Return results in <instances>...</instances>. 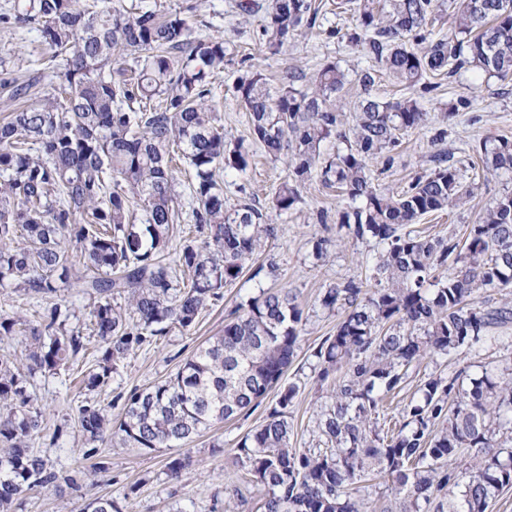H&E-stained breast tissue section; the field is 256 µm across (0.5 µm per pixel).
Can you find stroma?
Here are the masks:
<instances>
[{"label":"stroma","mask_w":512,"mask_h":512,"mask_svg":"<svg viewBox=\"0 0 512 512\" xmlns=\"http://www.w3.org/2000/svg\"><path fill=\"white\" fill-rule=\"evenodd\" d=\"M237 0H124L136 9L177 10L187 18L194 37L224 38L231 51L224 70L213 79L212 104L229 142L249 141L250 115L233 95L236 78L247 70H259L270 85H277L282 71L295 69L311 76L326 62H335L345 73L371 67L348 39L356 27L351 14L322 12L320 26L313 33L296 38L281 53L263 51L260 43L262 14L242 20L235 7ZM44 47L40 34L30 27L0 24V74L34 80L39 94L52 93L56 85L44 70ZM438 88L426 95L423 106L428 113L425 126L406 132L393 153L391 167L382 162L372 165L377 188L399 192L430 166L429 157L436 149L453 152L462 170L481 166L475 148L480 142L499 138L512 139V81L485 79L463 72L454 79L437 77ZM466 97L473 107L449 116L448 105ZM443 141H436V134ZM253 157L246 171L218 168L216 179L224 191V201L233 207L254 201L270 210L269 219L277 226V236L267 242L265 252L279 265L276 275H254L245 269L239 278L220 291L217 300L199 315L190 329H171L166 336L131 353L114 373L102 402L112 405L113 418L123 412L121 398L134 389H145L176 373L178 368L210 337L219 335L224 321L237 304L246 302L267 289L287 288L303 311V331L296 357L285 380L295 384L298 394L288 410L292 425L290 447H319L317 421L322 406L330 401V382L318 379L315 353L321 343L334 335L344 318V309L328 310L320 298L327 288L369 276L380 249L375 239L338 238L339 214L350 202L336 189L324 187L319 180L307 181L300 189V200L286 215L271 211V200L288 176L284 160L270 157L262 146L251 143ZM474 198L440 214H430L415 224L424 236L448 234L464 238L468 225L478 223L486 206L502 195L512 193V173H478ZM326 241V256H313V245ZM512 367V353L497 342L486 340L456 360L436 356L425 360L410 373L404 389L386 404V418H397L402 406L413 396L421 380L429 374L445 377L459 369L470 376L484 369ZM80 366L67 365L57 373H39L31 381V390L44 414V430L34 448L56 468L79 476L80 491L52 492L31 490L16 501L13 512H82L89 499L111 497L123 512H225L241 468L234 462L238 441L253 432L266 419L276 400L268 394L250 414L215 424L204 431L194 444L195 462L179 479L166 475V463L174 456L171 448L143 450L127 448L120 442L103 443L101 449L109 461V470L97 474L92 460L83 454L84 437L76 422V409L85 395L80 386Z\"/></svg>","instance_id":"35a3bbf8"}]
</instances>
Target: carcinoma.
<instances>
[{
  "instance_id": "carcinoma-1",
  "label": "carcinoma",
  "mask_w": 512,
  "mask_h": 512,
  "mask_svg": "<svg viewBox=\"0 0 512 512\" xmlns=\"http://www.w3.org/2000/svg\"><path fill=\"white\" fill-rule=\"evenodd\" d=\"M335 6L356 13L351 41L409 88L420 84L430 93L435 86L424 82L427 74L451 79L463 70L512 81V0H460L446 39L429 37L435 0H336ZM262 7L261 36L272 54L315 28L320 15L315 0L237 3L243 16ZM11 22L40 33L43 64L58 87L30 104L32 84L3 81L20 107L0 123V286L7 282L57 302L36 320L0 315L1 337L25 339V365L0 354V512H10L28 490L80 488L74 475L31 448L44 427L30 378L91 349L94 364L83 372V389L103 391L131 352L169 327L190 329L276 236L266 208L227 207L214 178L218 164L244 172L250 158L244 142L228 146L211 106V79L224 70L228 52L224 39H193L180 12L133 14L121 0H22L4 16ZM138 53L147 54L148 64L134 78L104 76L114 61ZM378 78L373 68L356 73L363 97L348 129L337 101L347 75L334 62L306 89L295 87L300 75L288 69L275 88L258 71L238 76L233 86L250 114L252 140L270 155L287 157L288 178L272 208L292 211L301 186L315 176L357 204L341 214L339 230L381 245L373 284L350 280L321 299L329 310L348 308L315 352L322 380L341 371L319 418L325 447H289L296 386L282 380L298 349L303 311L280 288L235 307L223 333L174 375L133 392L118 421L99 402H82L77 421L95 472L109 470L99 444L113 435L131 448H182L166 464L175 480L194 463L191 445L203 431L248 414L276 388L264 423L235 448L241 469L266 491L264 512H366L349 488L375 473L392 482L394 506L384 512H445L451 488L461 489L462 505L450 512H486L512 486V449L496 444L500 433L512 432V376L485 370L465 385L458 374L431 375L401 409L399 423L380 427L382 403L402 388L411 368L435 355L459 356L512 323V301L497 307L478 301L483 293L512 288V194L490 203L463 242L406 229L466 201L476 183L465 182L454 156L440 149L407 189L376 188L369 161L383 157L392 164L402 135L427 120L414 96L374 97ZM125 102L138 109L125 110ZM330 137L336 152L323 158L320 144ZM480 151L484 169L512 170L511 140ZM177 157L195 173L197 236L186 238L173 259V225L181 220ZM68 243L79 249L86 273L75 268ZM69 288L95 300L93 347L82 329L70 326L73 313L61 295ZM464 451L469 461L460 469L456 461ZM84 512L121 508L110 497H96Z\"/></svg>"
}]
</instances>
